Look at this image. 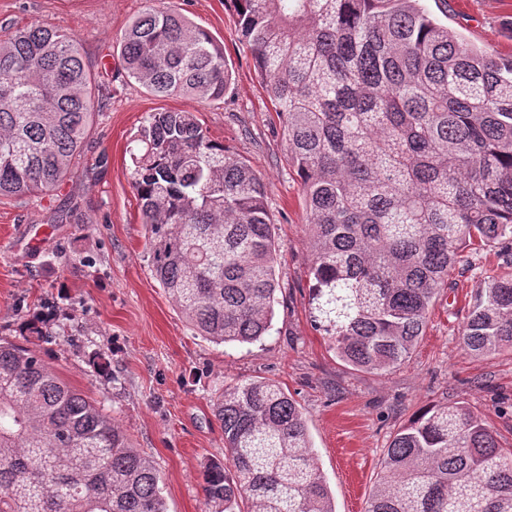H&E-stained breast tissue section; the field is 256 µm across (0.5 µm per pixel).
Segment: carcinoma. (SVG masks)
Wrapping results in <instances>:
<instances>
[{"label":"carcinoma","mask_w":512,"mask_h":512,"mask_svg":"<svg viewBox=\"0 0 512 512\" xmlns=\"http://www.w3.org/2000/svg\"><path fill=\"white\" fill-rule=\"evenodd\" d=\"M242 41L301 179L309 306L357 370L405 362L448 276L473 248L512 251V58L440 24L422 0H235ZM156 97L220 100L224 46L150 2L120 37ZM96 110L77 37L30 22L0 40V197L45 195L77 173ZM133 187L151 272L197 332L249 344L273 324L278 244L263 180L190 112L149 114ZM475 355L512 349V275L477 288ZM220 512H335L307 422L265 379L213 400ZM0 512H168L154 462L111 415L28 347L0 338ZM367 512H512V449L467 405L429 406L392 438Z\"/></svg>","instance_id":"obj_1"}]
</instances>
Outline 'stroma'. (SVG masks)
Here are the masks:
<instances>
[{
	"instance_id": "stroma-1",
	"label": "stroma",
	"mask_w": 512,
	"mask_h": 512,
	"mask_svg": "<svg viewBox=\"0 0 512 512\" xmlns=\"http://www.w3.org/2000/svg\"><path fill=\"white\" fill-rule=\"evenodd\" d=\"M165 4L223 43L232 68L223 100L158 98L127 76L113 42L146 0H0V39L31 21L73 32L100 75L76 175L50 195L0 198V337L25 342L119 421L158 468L168 512H205L202 473L224 458L212 400L241 380L274 381L298 402L336 512H366L392 437L424 406L467 405L512 448V350L477 356L461 340L477 288L487 276L512 273V260L490 249L465 253L401 366L380 374L340 361L309 315L301 180L241 40L234 0ZM425 7L467 41L512 55V0ZM162 110L194 113L266 186L282 291L260 342L224 346L196 335L150 271L130 151L144 117ZM100 355L108 369H97Z\"/></svg>"
}]
</instances>
